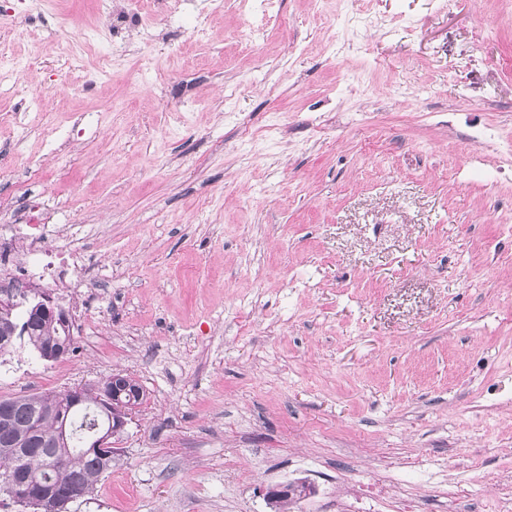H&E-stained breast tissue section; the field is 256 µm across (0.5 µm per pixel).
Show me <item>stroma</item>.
Instances as JSON below:
<instances>
[{
    "label": "stroma",
    "mask_w": 512,
    "mask_h": 512,
    "mask_svg": "<svg viewBox=\"0 0 512 512\" xmlns=\"http://www.w3.org/2000/svg\"><path fill=\"white\" fill-rule=\"evenodd\" d=\"M178 0L155 38L67 67L50 27L0 23V205L39 196L100 296L76 351L0 356V398L133 374L149 394L69 512H349L393 463L446 512L512 493V0ZM38 56L55 87L28 72ZM44 73V74H45ZM97 122H90L89 114ZM280 123L255 142L245 129ZM485 131L474 142L475 131Z\"/></svg>",
    "instance_id": "35a3bbf8"
}]
</instances>
